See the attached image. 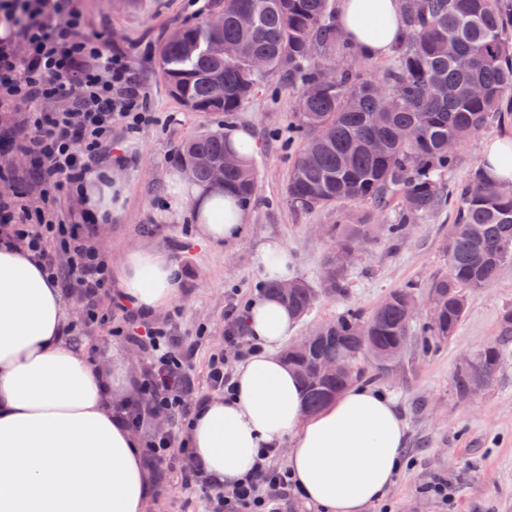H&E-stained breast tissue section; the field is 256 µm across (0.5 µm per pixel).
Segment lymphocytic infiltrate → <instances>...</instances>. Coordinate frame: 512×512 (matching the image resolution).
<instances>
[{"mask_svg":"<svg viewBox=\"0 0 512 512\" xmlns=\"http://www.w3.org/2000/svg\"><path fill=\"white\" fill-rule=\"evenodd\" d=\"M11 32L0 41V104L16 106L12 124L0 127V243L25 247L64 294L84 302L81 324L103 323L102 305L118 317L114 335L141 349L148 367L140 396L125 421L141 429L156 415L190 421L196 403L184 362L167 330L151 322L112 290V267L92 241L97 220H73L62 201L79 194L95 170L129 166L112 151V132L137 134L155 122L141 78L120 51H105L98 38L82 36L84 13L75 0H0ZM27 53L17 57L14 48ZM23 155L26 168L12 159ZM172 430H157L144 457L156 468H177L194 484L199 467L187 446H174ZM287 469L261 466L243 483L217 496V512H287L293 505Z\"/></svg>","mask_w":512,"mask_h":512,"instance_id":"lymphocytic-infiltrate-1","label":"lymphocytic infiltrate"}]
</instances>
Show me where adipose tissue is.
I'll use <instances>...</instances> for the list:
<instances>
[{"label": "adipose tissue", "instance_id": "obj_1", "mask_svg": "<svg viewBox=\"0 0 512 512\" xmlns=\"http://www.w3.org/2000/svg\"><path fill=\"white\" fill-rule=\"evenodd\" d=\"M367 12L384 29L368 35ZM336 20L368 59L388 56L401 31L400 0H336ZM170 203L186 205L200 236L238 239L248 213L223 185L174 174ZM264 277L288 281L296 264L280 241L258 251ZM178 265L149 249L129 252L115 287L152 314L177 296ZM68 300L26 250L0 245V512H146L154 492L141 441L122 417L121 371L90 361L67 335ZM299 319L261 294L245 313L254 349L232 375L233 393L202 400L186 443L204 485L232 488L279 449L292 483L323 512H368L392 485L407 443L396 403L352 385L304 415L284 346Z\"/></svg>", "mask_w": 512, "mask_h": 512}]
</instances>
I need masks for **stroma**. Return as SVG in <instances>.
<instances>
[{"label": "stroma", "instance_id": "1", "mask_svg": "<svg viewBox=\"0 0 512 512\" xmlns=\"http://www.w3.org/2000/svg\"><path fill=\"white\" fill-rule=\"evenodd\" d=\"M86 14L85 36L104 35L107 47L129 54L143 79L157 121L137 134L114 130V151L134 159L118 170L121 194L109 222L97 225L95 240L107 254L113 273H120L127 252L152 249L173 258L181 269L178 298L152 319L171 327L182 346H193L191 360L195 394L214 395L208 376L212 355L224 356L228 369L239 364L238 350L225 346L226 317L231 300L250 302L264 285L257 263L260 246L271 239L293 255L297 276L320 288L331 229L340 217L375 225L378 243L359 255L348 270L342 298L320 297L300 319L296 337L335 321L345 311L369 316L392 290L412 286L420 306L417 324L429 317L428 286L448 273L443 241L454 222L451 210L420 217L406 225L403 236L387 239L385 226L393 209L377 210L347 202L313 210L289 205L288 175L296 154L289 146L297 93L287 73L271 76L265 85L232 113L190 112L168 93L157 66L161 37L204 17L209 0H76ZM232 127L251 130L256 143L252 166L255 197L241 237L213 244L199 238L186 208L166 205L168 179L182 170L181 149L190 137ZM512 135V122L482 129L459 149L460 160L450 174L466 180L481 160L485 146ZM512 309V263L498 278L471 297L457 336L430 349L412 345L405 358L378 374L370 356L359 366L372 385L392 396L407 428V446L397 479L383 501L368 512H512V335L501 334L500 318ZM86 351L95 361L124 370L137 382L144 354L113 335L111 323L85 330ZM505 341L509 352L492 384L463 400L454 377L462 360L480 347ZM447 481L453 491L445 502L428 493L435 481ZM211 487L185 488L177 472L163 475L147 512H211Z\"/></svg>", "mask_w": 512, "mask_h": 512}]
</instances>
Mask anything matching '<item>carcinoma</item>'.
I'll list each match as a JSON object with an SVG mask.
<instances>
[{
  "mask_svg": "<svg viewBox=\"0 0 512 512\" xmlns=\"http://www.w3.org/2000/svg\"><path fill=\"white\" fill-rule=\"evenodd\" d=\"M404 29L394 59L379 79L363 76L356 47L341 33L336 0H216L224 29L206 19L181 27L182 39L165 40L158 67L170 95L190 112H235L273 73L284 70L298 92L294 135L299 148L288 177V202L301 209L346 201L381 210L402 199L386 236L398 240L405 225L439 209L455 212L444 240L448 275L433 280L429 296L439 315L423 327L421 345L453 339L472 294L488 287L512 262V191L476 167L469 180L448 185L458 147L490 121L505 119L512 105V6L503 0H401ZM265 66L254 70L250 58ZM324 69L334 82L305 95ZM379 145L378 151L369 145ZM232 147L224 134L188 139L182 164L193 179L209 181V163ZM254 173L239 166L224 172V190L248 204ZM372 224L335 225L323 271L328 297L346 290L345 251H358L374 238ZM317 291L303 280L288 308L302 317L315 305ZM417 298L410 286L392 291L364 318L346 312L326 325L308 351L288 349V365L298 374L306 405L318 411L333 396L364 377L356 367L363 354L383 372L416 342ZM370 337L356 336L360 323ZM505 357L497 343L472 355L455 375L457 395L468 400L488 387ZM337 359L346 371L317 374L318 365Z\"/></svg>",
  "mask_w": 512,
  "mask_h": 512,
  "instance_id": "obj_1",
  "label": "carcinoma"
}]
</instances>
